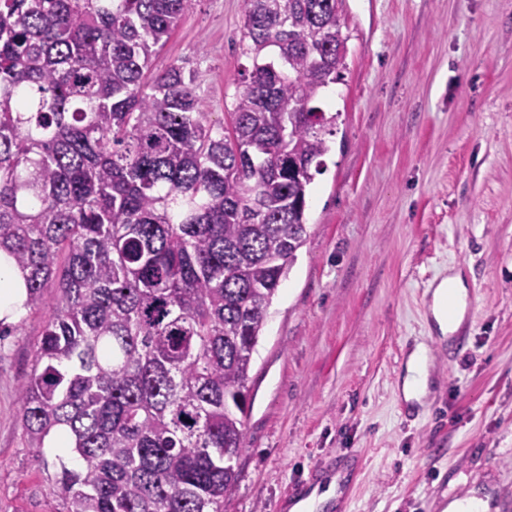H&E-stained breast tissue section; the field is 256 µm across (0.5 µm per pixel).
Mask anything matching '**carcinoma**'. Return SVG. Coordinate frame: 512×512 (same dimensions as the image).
I'll return each mask as SVG.
<instances>
[{
	"instance_id": "1",
	"label": "carcinoma",
	"mask_w": 512,
	"mask_h": 512,
	"mask_svg": "<svg viewBox=\"0 0 512 512\" xmlns=\"http://www.w3.org/2000/svg\"><path fill=\"white\" fill-rule=\"evenodd\" d=\"M198 0H0V251L54 289L20 391L28 447L69 434L62 512H224L252 353L307 235L346 69L339 0H242L229 127L197 74L145 70Z\"/></svg>"
}]
</instances>
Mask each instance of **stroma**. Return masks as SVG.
I'll list each match as a JSON object with an SVG mask.
<instances>
[{
	"instance_id": "35a3bbf8",
	"label": "stroma",
	"mask_w": 512,
	"mask_h": 512,
	"mask_svg": "<svg viewBox=\"0 0 512 512\" xmlns=\"http://www.w3.org/2000/svg\"><path fill=\"white\" fill-rule=\"evenodd\" d=\"M347 68L308 192L309 235L253 355L238 481L224 512H290L343 470L339 512H444L475 486L512 512V0H342ZM241 0H198L150 73L198 74L215 124L251 61ZM459 272L469 307L435 348L425 405L400 394L428 340L431 286ZM45 310L0 336V512H59L26 447L18 396Z\"/></svg>"
}]
</instances>
